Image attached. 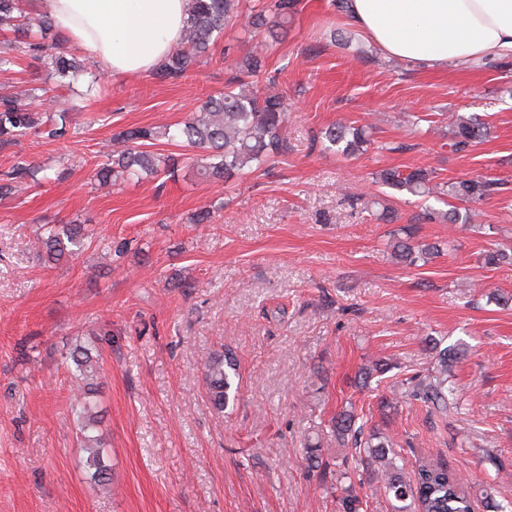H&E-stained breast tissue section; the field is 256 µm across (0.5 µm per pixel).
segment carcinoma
Returning a JSON list of instances; mask_svg holds the SVG:
<instances>
[{"label":"carcinoma","mask_w":512,"mask_h":512,"mask_svg":"<svg viewBox=\"0 0 512 512\" xmlns=\"http://www.w3.org/2000/svg\"><path fill=\"white\" fill-rule=\"evenodd\" d=\"M298 0H266L252 16L253 35L270 24V17L288 23ZM242 0H189L187 17L179 45L153 73L161 81L175 82L185 77L202 60L208 59L213 46L224 36V28L242 11ZM0 32L14 38L0 43V71H7L29 56L41 58L49 65L48 77L61 88L74 90V84L87 74L85 60L64 50L65 38L53 27L50 19L25 10L23 0H0ZM265 67V56L252 51L236 63L235 69L253 76ZM48 89L29 87L15 92L0 93V147L16 144L26 134H44L56 140L76 134V128L64 123L49 124L43 109ZM490 127L477 117L457 116L449 128L450 146L456 152L467 151L472 144L485 140ZM167 138L180 140L197 151L191 160L198 173L221 181L246 169L258 170L288 153V112L284 96L279 93L260 94L250 89H227L210 97L183 122L169 126L128 129L114 137L115 149L105 154L97 164L94 176L105 186L109 183L139 180L161 175H175L177 165L169 156L143 149L147 142ZM328 147L346 156L367 151L370 139L365 130L336 123L322 132ZM39 168L26 157L16 156L13 164L0 174V198L17 194L29 182H37ZM379 181L398 192L425 197L433 193L432 174L421 168L403 172L386 169L378 173ZM500 182L483 176L471 177L450 184L448 194L461 202H476L499 191ZM85 230L76 224L61 228L46 227L41 244L47 257L58 262L81 250ZM414 231L401 228L392 250L402 262L416 264L420 259L440 252L435 244H413ZM461 344L448 345L434 353L433 372L412 380L410 395L431 410L447 414L454 409L457 388L449 383L448 374L466 356ZM70 358L77 392L71 411L80 425L81 444L86 453L85 463L90 480L103 493L111 491L109 468L104 462L106 451L95 435L97 424L91 395V379L97 369L91 351L81 344L73 347ZM207 393L211 404L220 412L236 397L239 377L237 363L229 353L214 354L203 363ZM356 414L345 411L332 422L337 442L352 445L365 454L380 482V490L391 501L394 512H471V498L457 475L444 463L423 461L412 473L404 472L399 456L389 438L377 431L364 432L356 425Z\"/></svg>","instance_id":"carcinoma-1"}]
</instances>
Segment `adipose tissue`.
<instances>
[{
    "label": "adipose tissue",
    "mask_w": 512,
    "mask_h": 512,
    "mask_svg": "<svg viewBox=\"0 0 512 512\" xmlns=\"http://www.w3.org/2000/svg\"><path fill=\"white\" fill-rule=\"evenodd\" d=\"M115 77L158 67L180 42L188 0H30ZM347 17L380 53L428 69L512 57V0H349Z\"/></svg>",
    "instance_id": "1"
}]
</instances>
